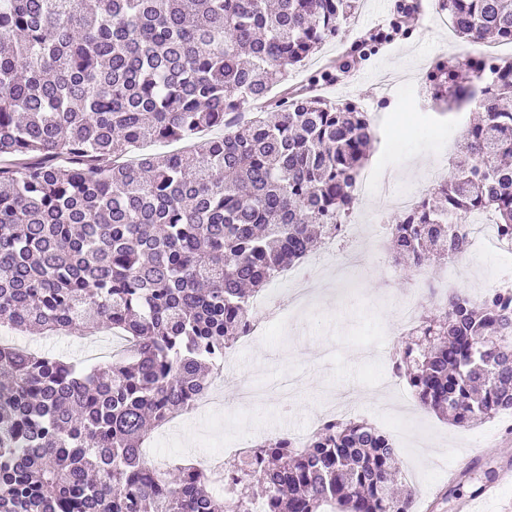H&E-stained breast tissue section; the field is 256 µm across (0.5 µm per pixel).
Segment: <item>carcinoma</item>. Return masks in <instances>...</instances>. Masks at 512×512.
Wrapping results in <instances>:
<instances>
[{"label":"carcinoma","instance_id":"1","mask_svg":"<svg viewBox=\"0 0 512 512\" xmlns=\"http://www.w3.org/2000/svg\"><path fill=\"white\" fill-rule=\"evenodd\" d=\"M356 2L0 0V328L135 341L103 376L0 345V512H412L413 493L391 492L394 444L365 421H325L299 447L258 443L228 472L259 497L218 495L200 467L153 470L142 454L148 422L208 390L252 298L342 235L368 113L285 89L273 116L238 115L336 38ZM441 2L457 36L512 42V0ZM436 71L434 99L483 117L390 225L410 266L464 254L475 212L512 239V60ZM396 371L458 427L512 412V292L448 296Z\"/></svg>","mask_w":512,"mask_h":512}]
</instances>
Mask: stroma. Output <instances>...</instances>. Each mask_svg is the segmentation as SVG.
Wrapping results in <instances>:
<instances>
[{"label":"stroma","instance_id":"35a3bbf8","mask_svg":"<svg viewBox=\"0 0 512 512\" xmlns=\"http://www.w3.org/2000/svg\"><path fill=\"white\" fill-rule=\"evenodd\" d=\"M395 2L358 0L341 37L327 42L305 67L291 71L289 85L306 87L309 77L325 64L340 61L354 42L391 21ZM473 50V44L448 35L422 14L404 26L392 44L377 46L360 61L339 90L338 100L370 104L386 114L387 124L375 133L365 165L387 171L395 190H428L439 138L461 137L464 121L440 113L428 74L436 60ZM499 264L494 254H471L456 290L469 294L492 288ZM314 280L317 288L308 312L273 322L267 336L250 349L236 346L226 353L224 409L212 417L222 439L245 432L262 439L283 430H305L310 414L340 395L368 410L369 423L389 433L402 462V483L416 492L415 512H455L459 499L474 495L484 484L486 469L512 467V419L500 416L478 427L459 428L421 409L410 388L388 395L376 390V379L387 374L386 361L402 339L393 300L409 285L406 267L392 259L389 236H382L380 249H367L356 267L344 271L334 265L318 271ZM4 338L77 364L90 363L75 332L45 336L1 329L0 340ZM287 371L306 379L293 408L270 403L239 410L240 385L258 375L275 379ZM217 441L203 437L199 423H179L164 440L163 462H197L200 453L215 448ZM473 448L481 451L476 464L449 480L456 457Z\"/></svg>","mask_w":512,"mask_h":512}]
</instances>
